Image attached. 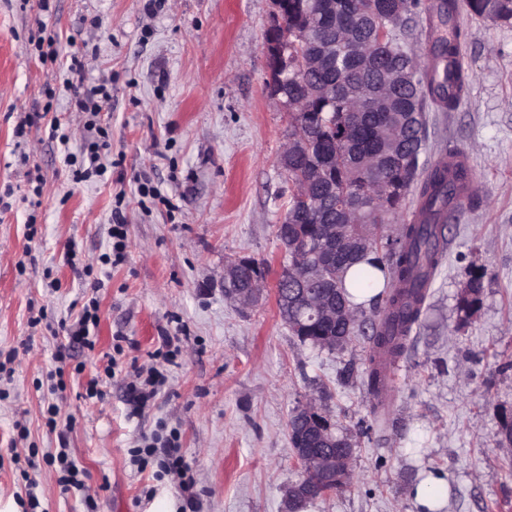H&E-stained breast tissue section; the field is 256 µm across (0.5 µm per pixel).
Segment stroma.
<instances>
[{
  "mask_svg": "<svg viewBox=\"0 0 512 512\" xmlns=\"http://www.w3.org/2000/svg\"><path fill=\"white\" fill-rule=\"evenodd\" d=\"M271 10V0H53L45 13L37 0H0V196L12 204L0 209V512H28L19 498L30 481L35 512H178L177 488L130 460L160 419L181 436L199 512H286L301 479L288 420L311 400L352 443L355 478L300 512H421L414 490L431 475L447 482L440 512H512V446L500 443L512 421V23L459 16L473 80L454 111L430 113L423 156L466 152L476 192L446 231L447 259L382 424L364 384L367 335L335 350L304 344L274 291L251 309L224 296L227 261L255 259L271 284L288 263L275 234L289 196L278 164L288 112L265 88ZM41 29L57 36V60L30 44ZM77 53L83 85L112 80L98 120L113 165L94 182L63 162L88 136L64 85ZM54 118L68 145L51 137ZM33 170L37 207L25 199ZM144 181L160 196L140 194ZM117 209L127 255L111 266L101 256ZM475 276L481 302L467 317L460 298ZM92 299L98 342L69 345L66 329ZM165 334L183 339L168 387L129 417L127 375ZM117 336L129 343L118 356ZM97 377L102 398H86ZM62 437L84 489L46 462Z\"/></svg>",
  "mask_w": 512,
  "mask_h": 512,
  "instance_id": "obj_1",
  "label": "stroma"
}]
</instances>
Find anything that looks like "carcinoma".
<instances>
[{
	"label": "carcinoma",
	"instance_id": "obj_1",
	"mask_svg": "<svg viewBox=\"0 0 512 512\" xmlns=\"http://www.w3.org/2000/svg\"><path fill=\"white\" fill-rule=\"evenodd\" d=\"M494 22H512V0H336V11L324 9L322 0H288V15L296 26L288 28V57L323 54L336 38V30L349 29L354 39L370 49L363 56H338L279 87L290 100L302 102L300 115L288 113L290 135L301 149L289 157L291 194L284 219L293 240L314 241L327 224L346 222L340 205L348 196L360 205L352 218L357 235L368 231L369 243L347 259L328 264L327 278L352 321L357 307L346 298L345 275L353 271L357 288L374 287L372 270L385 279L383 291L370 302L383 303L382 315L370 323L375 349L391 357L404 351V340L417 323L429 283L445 256L448 208L454 203L448 189V169L421 162L427 112H451L467 94L470 75L455 66L466 33L457 22L461 10ZM401 20L386 29L387 11ZM425 12L432 31L428 53L404 57L399 51L405 32L415 17ZM411 63L419 68L416 83L397 90L383 106L356 113L358 101L367 100L385 71ZM323 175L309 181L303 193L295 184L309 170ZM418 206L401 235H383V226L395 224L407 208L410 195ZM480 279L470 280L462 296V310L472 314L480 303ZM282 320L302 342L315 343L326 336H354L356 326L344 317L334 323L299 321L287 299L278 301Z\"/></svg>",
	"mask_w": 512,
	"mask_h": 512
}]
</instances>
